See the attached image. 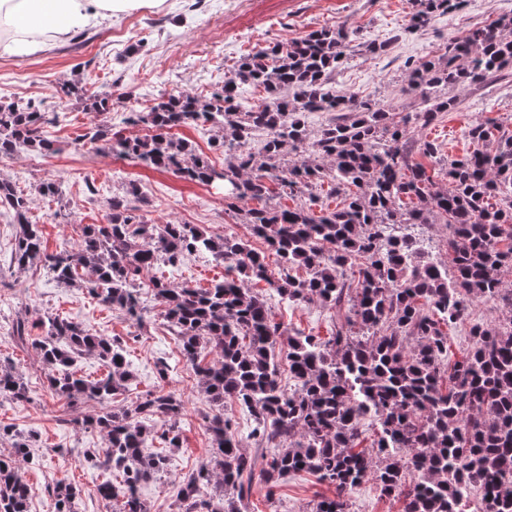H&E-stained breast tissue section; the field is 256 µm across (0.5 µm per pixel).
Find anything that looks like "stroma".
Returning <instances> with one entry per match:
<instances>
[{
    "instance_id": "35a3bbf8",
    "label": "stroma",
    "mask_w": 512,
    "mask_h": 512,
    "mask_svg": "<svg viewBox=\"0 0 512 512\" xmlns=\"http://www.w3.org/2000/svg\"><path fill=\"white\" fill-rule=\"evenodd\" d=\"M407 0H166L162 8L144 9L98 19L89 41L68 40L0 56V101L30 105L44 112L43 134L58 151L44 156L23 150L0 157V178L8 179L28 200L29 219L39 224L47 252L74 250L78 227L107 223L114 197L124 195L128 183H137L143 199L137 213L151 224H194L213 233L230 230L247 236L224 206L222 183L200 185L114 157L89 145L75 149L74 141L88 127L100 126L105 137L146 136L148 126H127L91 110L89 101L73 94V86L88 93L108 92L116 110L148 111L162 96L185 93L205 97L220 90L224 72L242 55L274 44H286L324 26L348 30L360 45H386L385 53L355 55L337 73L339 91L386 105H407L402 69L406 61L436 55L448 40L483 25L491 16H512V0H466L464 6L434 17L408 35L400 30L407 21ZM459 106L416 135L440 144L452 158L473 148L467 129L486 118L512 116V76L479 88L457 89ZM55 180L61 192L42 194L43 182ZM18 226L12 212L0 208V364L15 369L32 392L29 402L0 397V422L15 425L34 438L32 460L21 473L31 488L30 512H53L49 485L65 480L81 494L73 512H112V505L97 494L108 471L83 461L86 453L104 447L98 431L74 423L75 417L95 413L87 402L71 407L53 398L34 346H17L12 327L24 319L33 334H40L46 317L59 316L80 323L95 335L118 338L126 350L133 380L127 392L116 396L118 409L137 397L162 388L184 403L180 426L183 445L165 448L154 440L155 452L165 453L166 468L141 488L149 512H175L176 492L210 456L205 429L213 410L197 388L190 363L160 317V305L149 281L162 278L206 288L224 276L223 264L205 250L186 256L177 266L158 264L139 279L141 302L150 324L137 332L131 321L91 295L87 288L57 280L43 265L18 267L12 258ZM274 322L288 331L329 337L345 322V311L320 301L292 303L266 283H259ZM469 324L448 330V359L456 361L470 346V324L493 323L499 303H473ZM167 365L159 375L158 362ZM334 489L315 476L301 473L279 479L274 486L256 485L248 512H309L312 502L332 495Z\"/></svg>"
}]
</instances>
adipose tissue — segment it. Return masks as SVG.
<instances>
[{
	"mask_svg": "<svg viewBox=\"0 0 512 512\" xmlns=\"http://www.w3.org/2000/svg\"><path fill=\"white\" fill-rule=\"evenodd\" d=\"M164 0H0V52L14 53L33 44L54 43L92 26L99 17Z\"/></svg>",
	"mask_w": 512,
	"mask_h": 512,
	"instance_id": "1",
	"label": "adipose tissue"
}]
</instances>
